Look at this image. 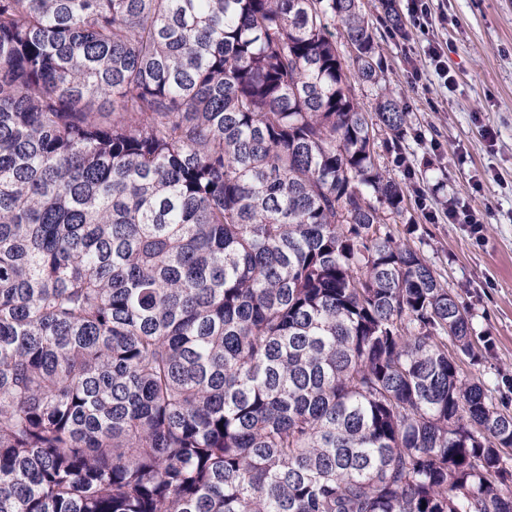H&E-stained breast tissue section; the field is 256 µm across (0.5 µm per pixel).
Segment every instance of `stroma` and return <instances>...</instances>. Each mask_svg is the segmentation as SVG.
Here are the masks:
<instances>
[{
  "mask_svg": "<svg viewBox=\"0 0 512 512\" xmlns=\"http://www.w3.org/2000/svg\"><path fill=\"white\" fill-rule=\"evenodd\" d=\"M433 36L455 82L444 85L419 38L381 42L387 78L411 125L379 138L378 162L405 186L395 235L416 249L468 308L475 357L466 375L485 380L512 410V0H434ZM428 193L427 209L415 201ZM459 198L485 215L483 245L448 221Z\"/></svg>",
  "mask_w": 512,
  "mask_h": 512,
  "instance_id": "1",
  "label": "stroma"
}]
</instances>
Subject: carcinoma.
Masks as SVG:
<instances>
[{"label": "carcinoma", "mask_w": 512, "mask_h": 512, "mask_svg": "<svg viewBox=\"0 0 512 512\" xmlns=\"http://www.w3.org/2000/svg\"><path fill=\"white\" fill-rule=\"evenodd\" d=\"M383 81L361 0H0V512H512Z\"/></svg>", "instance_id": "obj_1"}]
</instances>
